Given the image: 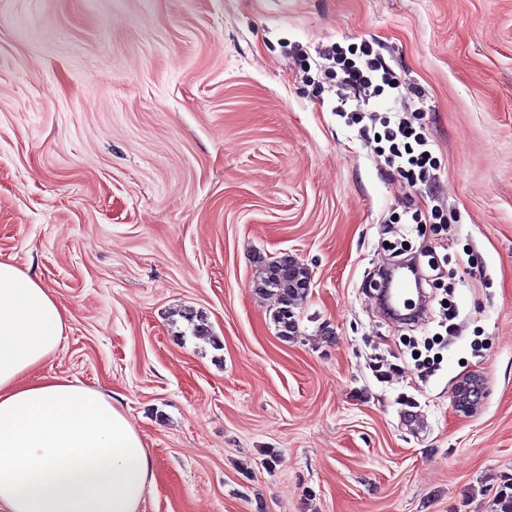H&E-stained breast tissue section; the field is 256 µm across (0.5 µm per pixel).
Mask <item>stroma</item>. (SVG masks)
I'll return each instance as SVG.
<instances>
[{
  "mask_svg": "<svg viewBox=\"0 0 512 512\" xmlns=\"http://www.w3.org/2000/svg\"><path fill=\"white\" fill-rule=\"evenodd\" d=\"M364 40L418 90L376 109L421 113L448 233L390 223L408 188L285 50ZM398 243L481 259L453 332L444 290L381 308ZM284 253L312 273L288 340L254 290ZM0 260L68 311L40 375L141 434V512H504L512 0H0Z\"/></svg>",
  "mask_w": 512,
  "mask_h": 512,
  "instance_id": "1",
  "label": "stroma"
}]
</instances>
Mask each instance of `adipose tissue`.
I'll use <instances>...</instances> for the list:
<instances>
[{"label":"adipose tissue","instance_id":"adipose-tissue-1","mask_svg":"<svg viewBox=\"0 0 512 512\" xmlns=\"http://www.w3.org/2000/svg\"><path fill=\"white\" fill-rule=\"evenodd\" d=\"M67 324L38 278L0 261V512H140L152 459L125 413L69 379L31 377Z\"/></svg>","mask_w":512,"mask_h":512}]
</instances>
